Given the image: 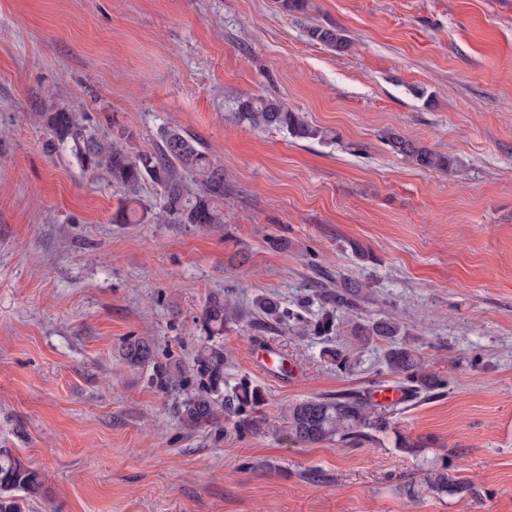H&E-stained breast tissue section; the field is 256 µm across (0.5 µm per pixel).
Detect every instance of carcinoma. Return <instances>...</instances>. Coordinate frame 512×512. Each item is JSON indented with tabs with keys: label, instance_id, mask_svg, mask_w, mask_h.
I'll use <instances>...</instances> for the list:
<instances>
[{
	"label": "carcinoma",
	"instance_id": "carcinoma-1",
	"mask_svg": "<svg viewBox=\"0 0 512 512\" xmlns=\"http://www.w3.org/2000/svg\"><path fill=\"white\" fill-rule=\"evenodd\" d=\"M306 37L335 52L350 47L344 29L331 24L313 22L306 26ZM238 120L259 131H279L293 139L330 140L331 131L310 124L300 112L273 97L247 96L238 102ZM40 118L47 128L51 143L69 145L85 165L103 167L112 179L130 189L149 179L162 191L161 217L168 224H216L214 200L224 197V168L213 159L206 147L192 133L180 128H166L161 143L152 152L126 151L122 146L107 144L85 124V116L69 108L44 112ZM390 149L427 171L448 173L457 161L434 151L395 131L384 134ZM366 285L341 274L327 284L321 293L322 319L313 331L333 328L336 314L358 310L364 299ZM257 309L271 323L287 317L282 302L273 296L261 297ZM242 314L233 288L211 296L204 308L203 326L206 334L220 336L224 324ZM400 333L391 321H377L365 329L367 337L393 338ZM122 357L131 367L152 360V346L142 338L128 339L122 345ZM388 371L399 377L404 389L415 399L429 397L448 387V382L429 371L422 354L406 345L393 344L385 354ZM192 384L182 380L169 367L158 365L155 377L160 386L184 392L177 407L178 418L185 429L194 432L213 427L219 416L233 424L241 434H257L264 430V396L259 386L244 378L226 387L224 380V349L203 345L198 349L191 369ZM282 432L304 446L337 440L362 446L376 440L390 425L387 413L359 391L336 395L302 398L289 403L282 411ZM425 484L440 491L454 484L448 464H435L423 474ZM41 473L0 448V512H25V503L41 495Z\"/></svg>",
	"mask_w": 512,
	"mask_h": 512
}]
</instances>
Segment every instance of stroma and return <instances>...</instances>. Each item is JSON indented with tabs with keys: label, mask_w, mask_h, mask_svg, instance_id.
Segmentation results:
<instances>
[{
	"label": "stroma",
	"mask_w": 512,
	"mask_h": 512,
	"mask_svg": "<svg viewBox=\"0 0 512 512\" xmlns=\"http://www.w3.org/2000/svg\"><path fill=\"white\" fill-rule=\"evenodd\" d=\"M311 17L351 48L309 42ZM247 95L333 140L237 123ZM59 107L135 153L165 127L197 135L224 169L220 223H158V186L47 152L38 115ZM389 130L456 170L392 153ZM132 196L143 221L116 223ZM323 270L367 298L318 336ZM228 281L248 315L212 338L203 308ZM261 295L294 320L266 328ZM384 319L444 395L400 404L361 448L285 439L283 405L397 383L388 340L359 335ZM132 336L153 364L123 360ZM209 342L228 383L262 388L264 433L187 432L153 383ZM266 346L296 378L262 374ZM0 448L44 478L26 512H512V0H313L308 17L276 0H0ZM441 458L465 491L424 487Z\"/></svg>",
	"instance_id": "obj_1"
}]
</instances>
